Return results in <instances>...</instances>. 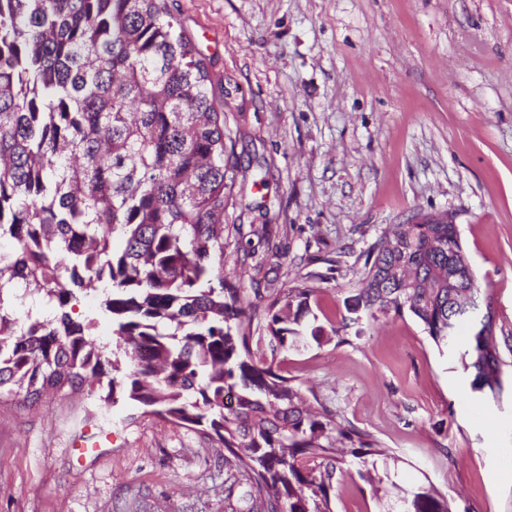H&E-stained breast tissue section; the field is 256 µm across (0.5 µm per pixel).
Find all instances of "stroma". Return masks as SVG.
<instances>
[{"label":"stroma","mask_w":512,"mask_h":512,"mask_svg":"<svg viewBox=\"0 0 512 512\" xmlns=\"http://www.w3.org/2000/svg\"><path fill=\"white\" fill-rule=\"evenodd\" d=\"M167 6L224 114V271L251 294L314 282L328 333L277 361L388 450L341 478L334 512H398L429 485L452 512H512V348L502 395L481 402L411 315L330 333L355 256L427 213L456 224L512 333V0ZM83 435L103 444L79 460ZM0 512H224V451L125 401L101 411L84 389L5 397Z\"/></svg>","instance_id":"stroma-1"}]
</instances>
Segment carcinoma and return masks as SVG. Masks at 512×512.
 <instances>
[{
  "instance_id": "obj_1",
  "label": "carcinoma",
  "mask_w": 512,
  "mask_h": 512,
  "mask_svg": "<svg viewBox=\"0 0 512 512\" xmlns=\"http://www.w3.org/2000/svg\"><path fill=\"white\" fill-rule=\"evenodd\" d=\"M166 0H0V397L88 386L224 449V512H333L345 468L387 450L311 409L277 356L321 343L306 284L250 297L224 276V113ZM454 224L411 216L366 251L332 333L409 313L482 398L497 326ZM97 292L112 342L72 302ZM266 335H252L242 317ZM271 360H266L263 349ZM399 512H451L419 488Z\"/></svg>"
}]
</instances>
